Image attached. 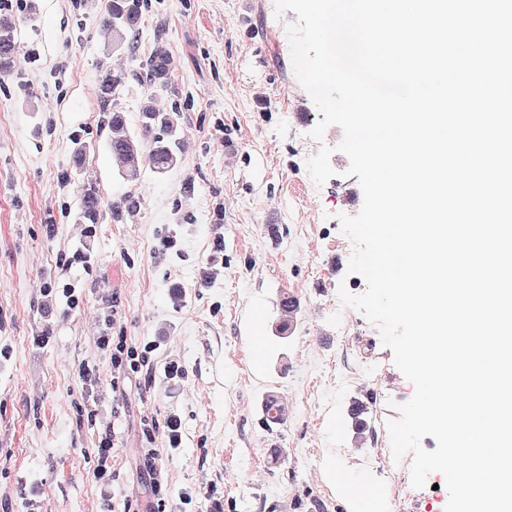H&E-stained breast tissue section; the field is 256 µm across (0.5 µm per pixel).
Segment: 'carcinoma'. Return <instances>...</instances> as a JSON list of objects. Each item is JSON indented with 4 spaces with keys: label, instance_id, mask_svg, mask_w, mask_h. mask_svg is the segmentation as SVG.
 Wrapping results in <instances>:
<instances>
[{
    "label": "carcinoma",
    "instance_id": "carcinoma-1",
    "mask_svg": "<svg viewBox=\"0 0 512 512\" xmlns=\"http://www.w3.org/2000/svg\"><path fill=\"white\" fill-rule=\"evenodd\" d=\"M142 15L138 0H105L104 25L112 31V48L122 47L133 53L137 50ZM18 20L11 16H0V77L12 70L13 60L20 49L17 37ZM171 69L169 53L156 49L145 62V77L156 83L168 78ZM124 74L109 73L102 81L99 93L100 111L110 114L112 128L110 149L121 159L122 175L128 181L137 180L144 168H150L158 175H164L182 163V145L178 137V124L173 112H162L146 106L140 113L141 135H132L124 128V118L114 109L113 100L118 94ZM151 139L149 151H144L142 141ZM102 209V197L92 182L86 181L79 187L77 222L96 224ZM280 310L288 314L279 330L288 331L297 312L296 299L284 292L280 298Z\"/></svg>",
    "mask_w": 512,
    "mask_h": 512
}]
</instances>
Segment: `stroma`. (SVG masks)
Returning a JSON list of instances; mask_svg holds the SVG:
<instances>
[{
    "label": "stroma",
    "mask_w": 512,
    "mask_h": 512,
    "mask_svg": "<svg viewBox=\"0 0 512 512\" xmlns=\"http://www.w3.org/2000/svg\"><path fill=\"white\" fill-rule=\"evenodd\" d=\"M102 5L8 10L21 50L0 79V512H159L151 447L172 492L192 491L189 512H361L364 492L379 495L380 512H444L447 495L414 489L380 458L413 384L373 323L334 309L339 287L367 289L348 271L338 221L360 211L363 193L337 150L341 128L309 136L320 114L290 61L295 13L277 14L275 0H139L132 55L113 51ZM159 47L173 59L163 85L140 76ZM112 71L125 76L114 106L130 133L144 103L176 112L180 167L122 178L98 106ZM323 144L335 174L319 186L306 160ZM85 181L104 201L91 237L75 219ZM78 251L93 261H74ZM49 282L73 284L78 307L43 293ZM284 290L299 312L283 336ZM104 330L147 349V365L115 368L97 343ZM172 362L181 378H165ZM87 363L99 371L92 420L78 378ZM270 395L288 405L281 423L264 419ZM368 395L370 429L358 435L350 409ZM172 414L182 444L168 454ZM107 431L105 488L93 470Z\"/></svg>",
    "instance_id": "35a3bbf8"
}]
</instances>
